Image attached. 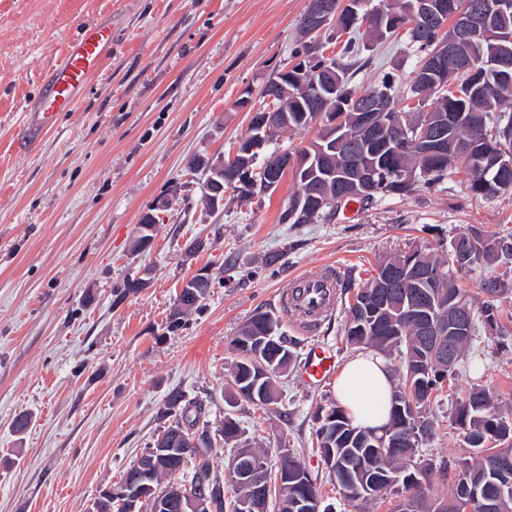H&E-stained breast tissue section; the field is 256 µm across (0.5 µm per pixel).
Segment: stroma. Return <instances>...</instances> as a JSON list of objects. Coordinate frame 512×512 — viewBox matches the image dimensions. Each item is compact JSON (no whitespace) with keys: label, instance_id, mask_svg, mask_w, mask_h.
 I'll use <instances>...</instances> for the list:
<instances>
[{"label":"stroma","instance_id":"35a3bbf8","mask_svg":"<svg viewBox=\"0 0 512 512\" xmlns=\"http://www.w3.org/2000/svg\"><path fill=\"white\" fill-rule=\"evenodd\" d=\"M307 0H0V512H90L99 493L120 481L152 445L166 394L185 391L204 420L238 422L234 444L210 455L224 478L241 448H262L269 461L289 449L316 479L333 512H389L383 502L348 505L316 444L319 410L336 404L334 383L311 389L301 378L309 347L354 349L344 337L349 295L307 333L283 316L280 293L296 277L335 268L354 286L374 276L386 256L439 252L477 226L512 233V190L473 197L458 173L436 189L419 188L333 219L283 224L279 216L298 185L244 203L226 195L209 208L204 170L246 137L250 113L235 101H260L267 81L290 60ZM113 18L112 54L56 131L32 142L23 110L43 90L41 77L82 28ZM364 66L354 82L366 90L385 73L405 75L415 62L405 36L356 33ZM151 247L132 250L142 216L159 200ZM204 249L185 258L188 245ZM222 273L180 329L163 333L170 308L197 269ZM150 271L139 291L128 274ZM512 275V257L460 272L473 306L484 283ZM280 316L295 357L276 379L279 400L259 407L235 400L232 341L256 311ZM512 407V340L477 326L452 388L431 400L439 425L420 443L433 463L435 489L448 496L473 453L451 423L456 402L473 387ZM32 421L23 434L11 424Z\"/></svg>","mask_w":512,"mask_h":512}]
</instances>
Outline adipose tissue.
<instances>
[{"label":"adipose tissue","instance_id":"adipose-tissue-1","mask_svg":"<svg viewBox=\"0 0 512 512\" xmlns=\"http://www.w3.org/2000/svg\"><path fill=\"white\" fill-rule=\"evenodd\" d=\"M393 374L385 359L371 352L348 358L336 378V398L356 426L382 432L389 421Z\"/></svg>","mask_w":512,"mask_h":512}]
</instances>
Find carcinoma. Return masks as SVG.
Returning <instances> with one entry per match:
<instances>
[{
	"instance_id": "carcinoma-1",
	"label": "carcinoma",
	"mask_w": 512,
	"mask_h": 512,
	"mask_svg": "<svg viewBox=\"0 0 512 512\" xmlns=\"http://www.w3.org/2000/svg\"><path fill=\"white\" fill-rule=\"evenodd\" d=\"M468 9L482 14L491 13L495 29L489 38H478L471 47L472 62L477 75L483 76V62L507 55L512 59V7L507 10L499 8L501 0H461ZM377 38L391 37L405 32L413 47L416 57L413 69L409 73V89L406 95L396 96L394 100L402 105L400 111L409 114L410 126L421 121L422 113L412 112L405 105L408 100L415 99L422 106L432 100L433 116L444 118V129L448 140L466 148L478 156L489 149H506L512 152V115H508L504 124L495 129L478 130L466 123L468 116L481 117L486 120L495 112L502 111L506 105H512V69L509 77L494 75L484 76L485 91L479 95L468 93V84L475 79L469 71H462L458 62L448 59L438 83L419 80V69L428 64L429 57L437 51L443 42L441 22H430L419 35L411 28L402 29L401 25H384L370 20L368 16H357L352 19V29L362 24ZM355 46L347 40L336 56L324 55L323 47L308 39L300 43L292 53V58L306 57L311 69L325 72L336 70L337 94L350 101L344 113L346 128L354 132L357 152L362 163L382 173H387L395 165L416 167L423 172L417 183H380L374 193L359 196L344 187L340 182L331 180L325 184L305 175V171L294 174L298 189L290 197L289 202H302L301 212L310 215L314 212L320 195L329 192L336 196V208L350 202H358L363 206L378 203L388 197L407 196L420 187L433 189L443 183L448 175L451 160L433 157L424 164H419L417 157L388 141L373 129L360 128L358 110L364 106L373 107L380 102L381 94L373 91L354 97V89L350 83L356 70L355 63L350 61ZM288 107V130L293 131L310 126L311 115L315 107L314 99L304 89L288 85L285 97ZM336 149V167H341L342 149L335 147V139L330 132L318 134L309 146L299 150L297 155L305 157L313 151L315 145ZM257 161L241 165L232 173V178L243 182L251 188L252 195H261L269 191L272 181H279L282 175L274 173L268 179L255 172ZM463 183L466 189L476 197H493L500 192L512 189V172L499 178L493 174L485 178H473L468 168H462ZM457 240L465 245L471 253V261L467 268L480 262L496 259L503 254H512V246L502 237L489 236L485 231L473 227L461 234ZM408 256L415 258V263L424 268L444 269L442 289L465 299V295L457 285L458 271L454 267L453 254L446 251L442 254L419 249H411L397 253L382 261L365 285L354 288L350 281H342L338 286L353 292L351 303L347 309L344 336L349 345L371 348L386 356L397 355L402 370L401 382L394 386L389 411L387 429L399 434L398 443L390 448L372 447L373 431L352 425L345 410L334 404L328 411L336 414V421L319 424L315 430L317 446L321 451L332 447L336 452V485L344 499L353 506L376 500L389 492L404 495L412 491L420 499L421 512H458L459 488H454L450 496L438 497L433 494L432 481L420 484L423 476L433 470V464L424 460L414 459L419 442L434 435L437 424L434 415L427 412L434 393L442 390L444 385L452 382L456 375V366L436 360L429 368L417 370L418 363L433 348L428 333L420 327L403 321V315L411 307H421L435 300L436 289L394 288L387 290L381 287L380 279L386 271L397 265L400 259ZM512 289V282L498 279L484 285L482 292L485 300L482 303L480 318L484 327L499 334L505 329L499 322L498 295ZM199 300L188 288L182 289L176 304L168 315L165 330L181 326L185 313L197 307ZM244 336L268 333L280 335L279 318L272 312H257L240 329ZM238 359L231 368V382L242 383V387L254 386L251 375L248 352L237 350ZM203 414L201 405L187 397L182 390L167 393L161 410V417L169 422L161 433L163 440H155L153 446L147 448L136 465L124 474L109 500L110 512H127V500L141 494V488L149 484L153 487L163 479L168 485H195L199 474L205 470L212 472L209 454L213 452L216 442L206 445V455L197 458L196 449L180 436L172 434L173 425L194 427L200 424ZM452 422L465 431L469 447L477 448L478 455L471 463H465L460 475H468L477 486L479 497L473 500L471 512H512V417L505 415L494 396L481 387L472 389L466 399L457 404ZM214 434L224 442L239 437V424L232 417L224 420L215 428ZM167 449V458L159 463H150L153 449ZM249 454L259 459L263 469L256 477L268 483L278 476L268 465L265 452L254 448H240L238 455ZM295 472L302 476L297 482H281L274 486L271 500L279 507L278 512H303L297 507L298 500L318 489L317 482L294 460ZM151 512H182L179 501L168 496L165 491L149 494Z\"/></svg>"
}]
</instances>
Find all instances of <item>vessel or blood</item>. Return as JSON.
<instances>
[{
    "label": "vessel or blood",
    "instance_id": "vessel-or-blood-1",
    "mask_svg": "<svg viewBox=\"0 0 512 512\" xmlns=\"http://www.w3.org/2000/svg\"><path fill=\"white\" fill-rule=\"evenodd\" d=\"M112 53V21L104 19L85 27L71 40L44 78V93L26 106L24 126L32 137L52 130L60 113L72 111L90 79ZM329 269L298 277L302 301L310 316L320 317L334 308ZM302 372L306 380L321 386L336 372V355L330 347L317 344L307 352Z\"/></svg>",
    "mask_w": 512,
    "mask_h": 512
}]
</instances>
